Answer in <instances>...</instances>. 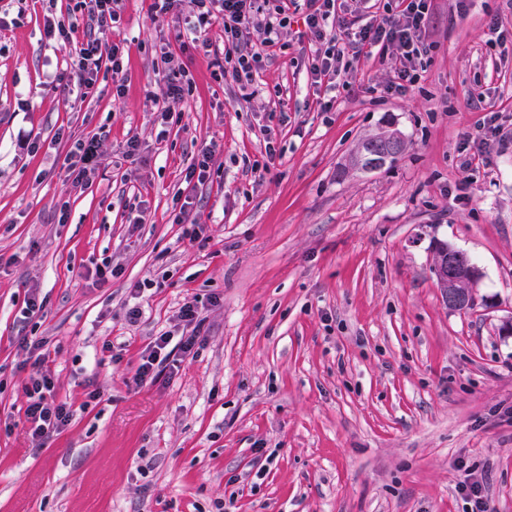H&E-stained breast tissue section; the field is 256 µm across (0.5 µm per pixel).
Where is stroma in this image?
Masks as SVG:
<instances>
[{
  "instance_id": "35a3bbf8",
  "label": "stroma",
  "mask_w": 512,
  "mask_h": 512,
  "mask_svg": "<svg viewBox=\"0 0 512 512\" xmlns=\"http://www.w3.org/2000/svg\"><path fill=\"white\" fill-rule=\"evenodd\" d=\"M72 8L0 0V512H469L470 478L512 512V43L488 29L496 15L512 30V10L431 0V62L385 97L376 52L355 61L353 89L315 85L292 23L245 102L172 42L152 0H122L120 25L95 32L124 48L123 96L108 78L85 101L61 91L75 49L49 45L43 24ZM167 51L192 89L165 128ZM492 117L499 154L466 164L462 133ZM392 128L405 140L393 165L348 168L363 137ZM93 135L98 165L73 189L64 160ZM206 148L209 176L187 189ZM436 241L477 267L471 309L443 301ZM105 260L116 275L94 281ZM32 292L43 308L24 321ZM193 299L197 353L132 385ZM24 337L46 340L55 391L77 407L42 445L24 414Z\"/></svg>"
}]
</instances>
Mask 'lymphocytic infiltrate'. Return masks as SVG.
Returning <instances> with one entry per match:
<instances>
[{"label":"lymphocytic infiltrate","mask_w":512,"mask_h":512,"mask_svg":"<svg viewBox=\"0 0 512 512\" xmlns=\"http://www.w3.org/2000/svg\"><path fill=\"white\" fill-rule=\"evenodd\" d=\"M117 0H78L76 9L82 22L46 20L48 40L75 43L77 57L69 77L81 97L95 94L101 73L112 76V88L123 94L127 73L119 46H106L93 38L90 24L118 23ZM430 0H373L372 5L337 10L336 0H193L188 15L173 14L176 38H190L194 51L209 58L222 76L239 84L245 99L257 90L255 77L264 68L282 29L288 27L292 11H300L306 35L314 47L308 72L314 83L337 86L347 83L353 73V61L364 49L392 53L390 78L382 91L400 95L414 87L428 63L431 46L425 40L430 19ZM224 26V49L216 51L207 38L215 23ZM256 33L259 46L244 48L245 33ZM201 314L195 303H184L174 318L173 330L163 332L140 355L133 380L142 385L155 381L171 357L193 355L201 341ZM34 354L32 371L23 386L27 399L25 417L33 438L45 442L58 435L72 420V403L57 399L49 368L45 341L26 343Z\"/></svg>","instance_id":"1"}]
</instances>
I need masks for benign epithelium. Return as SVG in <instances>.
I'll list each match as a JSON object with an SVG mask.
<instances>
[{
    "label": "benign epithelium",
    "instance_id": "1",
    "mask_svg": "<svg viewBox=\"0 0 512 512\" xmlns=\"http://www.w3.org/2000/svg\"><path fill=\"white\" fill-rule=\"evenodd\" d=\"M401 148V141L396 136L385 133L362 139L356 156L366 161L396 153ZM432 272L449 308L459 309L471 303L476 272L466 254L454 248L434 247Z\"/></svg>",
    "mask_w": 512,
    "mask_h": 512
}]
</instances>
